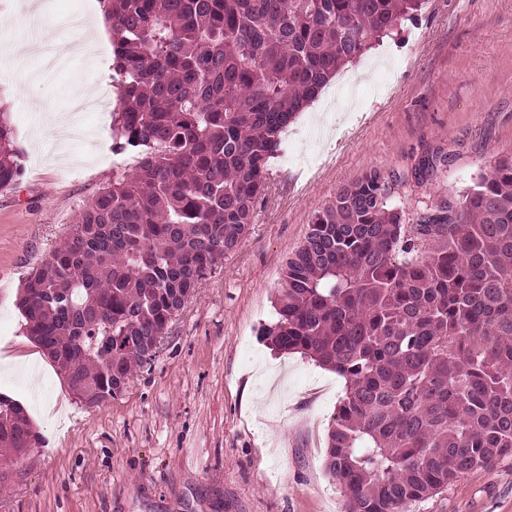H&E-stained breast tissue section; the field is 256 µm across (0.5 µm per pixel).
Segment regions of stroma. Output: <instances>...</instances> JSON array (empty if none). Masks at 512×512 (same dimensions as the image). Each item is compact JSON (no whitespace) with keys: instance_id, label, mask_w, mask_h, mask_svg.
<instances>
[{"instance_id":"stroma-1","label":"stroma","mask_w":512,"mask_h":512,"mask_svg":"<svg viewBox=\"0 0 512 512\" xmlns=\"http://www.w3.org/2000/svg\"><path fill=\"white\" fill-rule=\"evenodd\" d=\"M100 0H0V109L24 175L0 188V393L28 409L45 438L0 489V512H346L326 470L344 379L268 344L288 257L339 188L377 169L407 219L440 204L512 152V0H426L361 60L345 66L281 135L268 186L239 248L170 322L151 368L125 393L89 406L31 342L21 286L59 248L79 211L133 165L112 131L75 115L82 92L115 100L112 45L74 42L56 25ZM442 155L427 181L412 171ZM412 512H512V457L474 469Z\"/></svg>"}]
</instances>
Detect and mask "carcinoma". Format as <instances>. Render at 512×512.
I'll return each instance as SVG.
<instances>
[{"label":"carcinoma","instance_id":"cac0c4a2","mask_svg":"<svg viewBox=\"0 0 512 512\" xmlns=\"http://www.w3.org/2000/svg\"><path fill=\"white\" fill-rule=\"evenodd\" d=\"M424 0H107L112 172L26 278L27 336L78 399L121 396L195 280L246 237L280 135ZM23 168L0 111V187ZM373 169L285 265L271 343L345 379L326 467L348 512H411L512 457V152L413 224ZM44 438L0 394V469Z\"/></svg>","mask_w":512,"mask_h":512}]
</instances>
